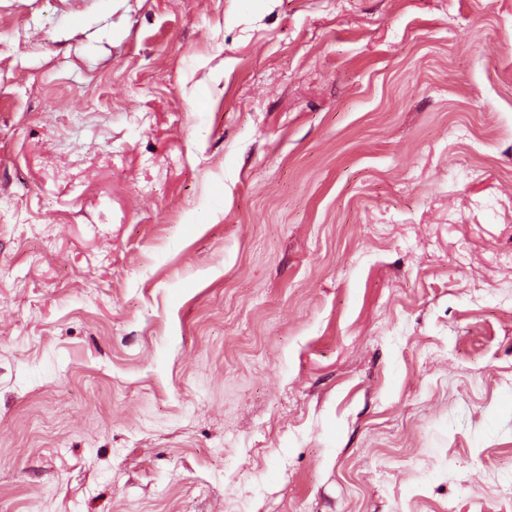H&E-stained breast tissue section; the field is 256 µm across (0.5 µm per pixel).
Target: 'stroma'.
Masks as SVG:
<instances>
[{
	"label": "stroma",
	"instance_id": "obj_1",
	"mask_svg": "<svg viewBox=\"0 0 512 512\" xmlns=\"http://www.w3.org/2000/svg\"><path fill=\"white\" fill-rule=\"evenodd\" d=\"M0 512H512V0H0Z\"/></svg>",
	"mask_w": 512,
	"mask_h": 512
}]
</instances>
